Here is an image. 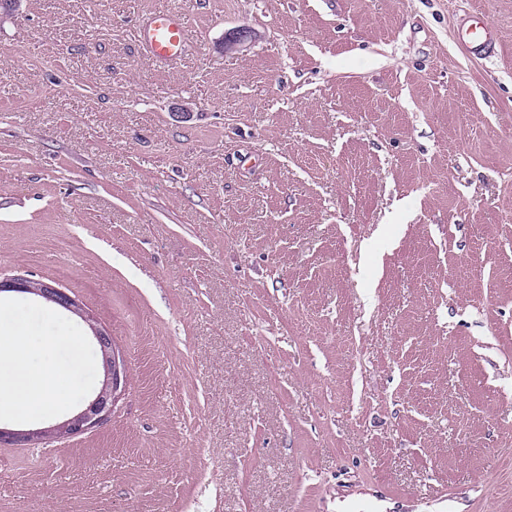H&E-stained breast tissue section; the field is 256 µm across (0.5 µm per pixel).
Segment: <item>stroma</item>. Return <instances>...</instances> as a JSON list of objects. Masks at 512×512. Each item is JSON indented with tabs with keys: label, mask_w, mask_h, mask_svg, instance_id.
Here are the masks:
<instances>
[{
	"label": "stroma",
	"mask_w": 512,
	"mask_h": 512,
	"mask_svg": "<svg viewBox=\"0 0 512 512\" xmlns=\"http://www.w3.org/2000/svg\"><path fill=\"white\" fill-rule=\"evenodd\" d=\"M162 7L170 67L136 40ZM473 8L494 57L454 41ZM0 274L128 366L103 425L10 449L0 512H512V0H23ZM0 306L70 412L88 328ZM146 53L153 59L169 62L181 57L189 40L186 23L174 11H152L139 32Z\"/></svg>",
	"instance_id": "obj_1"
}]
</instances>
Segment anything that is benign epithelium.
Returning <instances> with one entry per match:
<instances>
[{"mask_svg":"<svg viewBox=\"0 0 512 512\" xmlns=\"http://www.w3.org/2000/svg\"><path fill=\"white\" fill-rule=\"evenodd\" d=\"M17 293L44 302L83 321L91 332L103 379L99 387L70 414L47 424L26 428L0 425V446H39L84 434L103 424L127 381L124 357L117 351L112 335L76 298L58 284L28 276L0 277V294Z\"/></svg>","mask_w":512,"mask_h":512,"instance_id":"obj_1","label":"benign epithelium"}]
</instances>
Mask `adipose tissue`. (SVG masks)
Returning a JSON list of instances; mask_svg holds the SVG:
<instances>
[{
	"label": "adipose tissue",
	"mask_w": 512,
	"mask_h": 512,
	"mask_svg": "<svg viewBox=\"0 0 512 512\" xmlns=\"http://www.w3.org/2000/svg\"><path fill=\"white\" fill-rule=\"evenodd\" d=\"M38 348L27 321L0 307V410L31 417L54 407L66 369L43 367Z\"/></svg>",
	"instance_id": "ef3b65f1"
}]
</instances>
